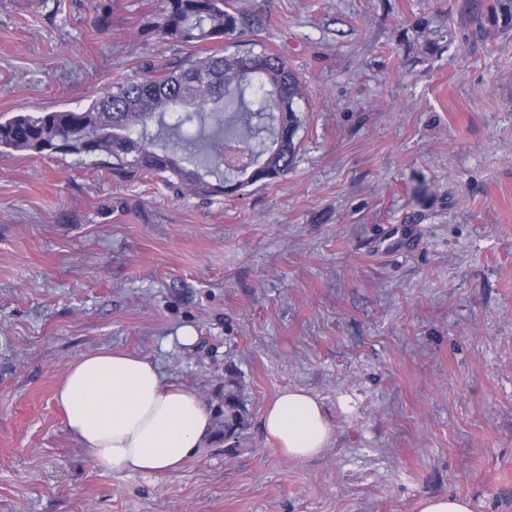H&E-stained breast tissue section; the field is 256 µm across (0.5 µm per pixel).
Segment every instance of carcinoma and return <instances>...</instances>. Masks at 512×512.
I'll list each match as a JSON object with an SVG mask.
<instances>
[{
    "instance_id": "1",
    "label": "carcinoma",
    "mask_w": 512,
    "mask_h": 512,
    "mask_svg": "<svg viewBox=\"0 0 512 512\" xmlns=\"http://www.w3.org/2000/svg\"><path fill=\"white\" fill-rule=\"evenodd\" d=\"M492 30L512 27V0H495ZM245 25L226 0H164L142 32L198 52L172 71L152 67L112 84L83 110L15 115L0 122V154L104 155L112 167L144 172L206 196L233 194L286 174L296 152L304 96L300 76L263 47L229 51ZM450 32L427 16L404 34L410 52L432 56ZM215 181H210V178ZM248 420L240 384L224 381L223 433Z\"/></svg>"
}]
</instances>
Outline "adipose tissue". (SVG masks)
<instances>
[{"label":"adipose tissue","mask_w":512,"mask_h":512,"mask_svg":"<svg viewBox=\"0 0 512 512\" xmlns=\"http://www.w3.org/2000/svg\"><path fill=\"white\" fill-rule=\"evenodd\" d=\"M55 400L67 430L104 469L175 471L213 430L212 412L197 394L125 353L101 350L72 360ZM262 426L277 452L294 461L322 453L332 433L319 402L300 389L281 391L264 409Z\"/></svg>","instance_id":"obj_1"}]
</instances>
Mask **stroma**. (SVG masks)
I'll return each instance as SVG.
<instances>
[{
  "label": "stroma",
  "mask_w": 512,
  "mask_h": 512,
  "mask_svg": "<svg viewBox=\"0 0 512 512\" xmlns=\"http://www.w3.org/2000/svg\"><path fill=\"white\" fill-rule=\"evenodd\" d=\"M233 2L258 24L237 45L306 85L288 174L203 198L104 156L0 155V512H512V28L481 25L493 0ZM161 7L0 0V120L179 63L138 34ZM424 13L442 55L403 45ZM398 224L421 232L378 252ZM102 348L214 411L235 378L247 425L171 474L98 467L53 395ZM293 387L332 428L307 461L262 428ZM420 512H473L471 501L458 495L437 496L423 500Z\"/></svg>",
  "instance_id": "1"
}]
</instances>
